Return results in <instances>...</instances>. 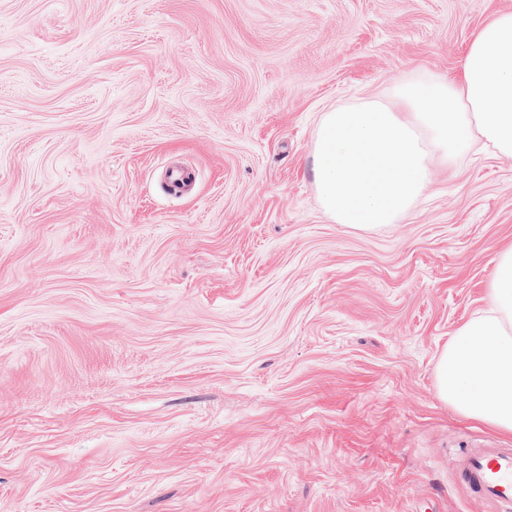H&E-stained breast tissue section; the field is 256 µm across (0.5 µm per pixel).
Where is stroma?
Segmentation results:
<instances>
[{"instance_id": "obj_1", "label": "stroma", "mask_w": 512, "mask_h": 512, "mask_svg": "<svg viewBox=\"0 0 512 512\" xmlns=\"http://www.w3.org/2000/svg\"><path fill=\"white\" fill-rule=\"evenodd\" d=\"M502 11L0 0V512H487L460 460L512 435L436 365L512 247V158L359 230L311 151Z\"/></svg>"}]
</instances>
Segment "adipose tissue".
<instances>
[{
    "mask_svg": "<svg viewBox=\"0 0 512 512\" xmlns=\"http://www.w3.org/2000/svg\"><path fill=\"white\" fill-rule=\"evenodd\" d=\"M458 69L323 113L313 178L337 223H398L428 188L433 165L452 166L475 143L512 158V11L477 31ZM487 301L441 354L438 388L465 417L512 434V250L499 256Z\"/></svg>",
    "mask_w": 512,
    "mask_h": 512,
    "instance_id": "ef3b65f1",
    "label": "adipose tissue"
}]
</instances>
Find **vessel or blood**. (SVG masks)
<instances>
[{
  "instance_id": "obj_1",
  "label": "vessel or blood",
  "mask_w": 512,
  "mask_h": 512,
  "mask_svg": "<svg viewBox=\"0 0 512 512\" xmlns=\"http://www.w3.org/2000/svg\"><path fill=\"white\" fill-rule=\"evenodd\" d=\"M458 481L489 506L512 512V448L489 444L468 449Z\"/></svg>"
}]
</instances>
